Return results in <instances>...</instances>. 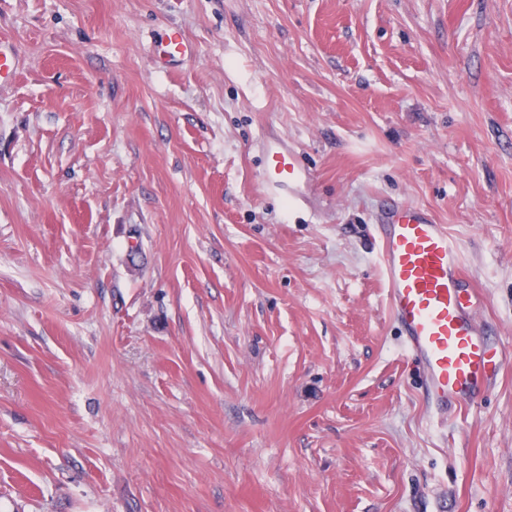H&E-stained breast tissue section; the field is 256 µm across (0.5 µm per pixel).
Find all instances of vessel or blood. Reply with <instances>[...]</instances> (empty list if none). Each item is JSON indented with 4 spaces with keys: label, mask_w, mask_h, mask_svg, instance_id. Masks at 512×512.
Returning a JSON list of instances; mask_svg holds the SVG:
<instances>
[{
    "label": "vessel or blood",
    "mask_w": 512,
    "mask_h": 512,
    "mask_svg": "<svg viewBox=\"0 0 512 512\" xmlns=\"http://www.w3.org/2000/svg\"><path fill=\"white\" fill-rule=\"evenodd\" d=\"M191 55L181 32L173 30L157 45L154 63L164 67ZM309 182V171L293 148L282 140L265 142L267 191L297 205L305 199ZM375 230L393 315L430 394L443 406L478 396L496 379L501 363L474 324L459 246L447 225L437 223L420 205L392 203Z\"/></svg>",
    "instance_id": "1"
}]
</instances>
